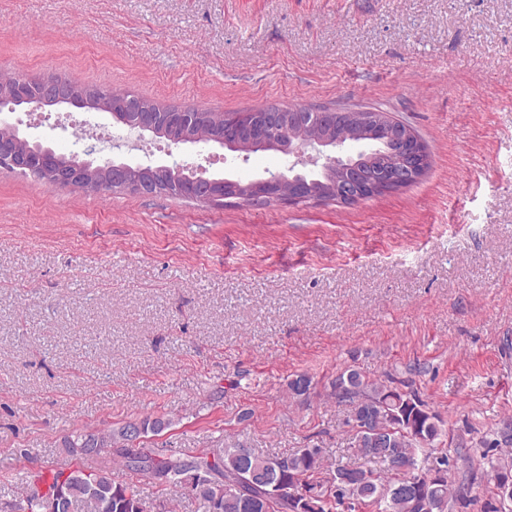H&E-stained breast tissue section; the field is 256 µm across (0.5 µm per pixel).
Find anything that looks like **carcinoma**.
<instances>
[{
  "instance_id": "obj_1",
  "label": "carcinoma",
  "mask_w": 512,
  "mask_h": 512,
  "mask_svg": "<svg viewBox=\"0 0 512 512\" xmlns=\"http://www.w3.org/2000/svg\"><path fill=\"white\" fill-rule=\"evenodd\" d=\"M93 95L112 102L113 120H131L122 104L131 97L125 91L85 86ZM144 104L162 114L174 125L177 112L195 116L193 134L197 142L207 144L217 133L224 132L233 115L218 114L199 107L180 109L160 106L148 99ZM337 402L351 407V455L336 458L325 467L318 448H298L281 455H262L241 444L225 447L217 454L199 452L165 455L144 448L134 456L129 442L143 434L156 432L168 425L161 418L150 421H127L106 432L81 431L63 441L68 463L55 468L26 472L17 512H145V504L136 486L112 478L107 465L95 468L85 461L105 451L119 457L123 466L139 476L141 482L164 490L174 489L191 499L197 512H247L241 500L224 486L244 485L256 497L263 487L248 484L250 476L275 474L288 487L303 488L316 494L318 512H437L439 504L469 510L481 502V512H512V499L498 501L497 491L484 498L472 493L474 479L467 475L459 481L451 477L448 454L438 450L437 440L443 433V421L413 390L402 391L376 382L355 369H344L330 382ZM372 401L371 425L382 432L381 446H357V426L363 420L356 411V396ZM487 481L496 483L503 471L512 473V453L501 452L488 460ZM436 469L444 480L428 481L427 474ZM300 501L287 496L267 498L257 512H299Z\"/></svg>"
}]
</instances>
